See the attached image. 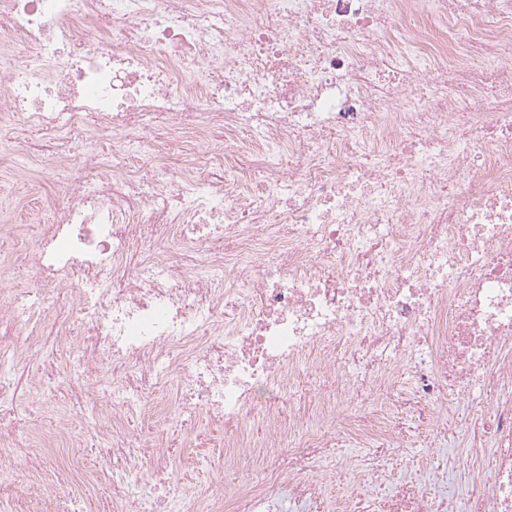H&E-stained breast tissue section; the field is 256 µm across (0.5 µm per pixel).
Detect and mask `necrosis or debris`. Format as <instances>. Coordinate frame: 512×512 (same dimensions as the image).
<instances>
[{
	"mask_svg": "<svg viewBox=\"0 0 512 512\" xmlns=\"http://www.w3.org/2000/svg\"><path fill=\"white\" fill-rule=\"evenodd\" d=\"M0 99V143L56 173L52 223L0 258L35 273L0 360L67 341L71 284L79 368L112 369L111 512H326L316 461L284 454L340 430L398 447L395 397L445 415L478 378L499 398L461 428L459 477L469 512H512V0H0ZM304 376L329 390L302 406ZM15 392L1 374V460L29 432ZM173 397L262 480L192 495L168 449L145 467L129 420Z\"/></svg>",
	"mask_w": 512,
	"mask_h": 512,
	"instance_id": "obj_1",
	"label": "necrosis or debris"
}]
</instances>
